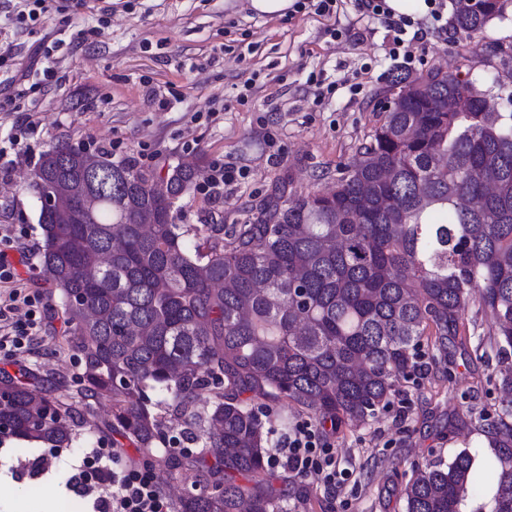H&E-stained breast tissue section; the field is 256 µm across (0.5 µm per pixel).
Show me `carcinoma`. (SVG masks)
<instances>
[{"mask_svg":"<svg viewBox=\"0 0 512 512\" xmlns=\"http://www.w3.org/2000/svg\"><path fill=\"white\" fill-rule=\"evenodd\" d=\"M508 2L457 0L451 28L472 39ZM391 83L398 110L332 188L298 194L283 180L230 231L195 226L192 246L174 220L198 166L161 175L66 144L36 164L56 195L39 213L41 274L61 293L63 342L83 356L84 408L110 403L104 430L153 456L162 480L199 473L177 512H283L251 400L286 401L321 427L363 423L416 382L421 344L444 351L475 302L501 355L492 512H512V111L452 59ZM97 168L112 169V189ZM0 381V428L71 447L80 422L60 397L28 373ZM150 391L200 452L158 447ZM473 474L465 450L416 467L406 512H461Z\"/></svg>","mask_w":512,"mask_h":512,"instance_id":"carcinoma-1","label":"carcinoma"}]
</instances>
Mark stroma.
I'll list each match as a JSON object with an SVG mask.
<instances>
[{"label": "stroma", "mask_w": 512, "mask_h": 512, "mask_svg": "<svg viewBox=\"0 0 512 512\" xmlns=\"http://www.w3.org/2000/svg\"><path fill=\"white\" fill-rule=\"evenodd\" d=\"M47 7L46 27L30 29L16 22L11 0H0V43L12 52L0 65V224L23 227L35 249L42 230L31 174L55 145L103 148L156 170L220 163L235 181L219 199L191 189L180 221L238 224L280 179L302 193L331 186L337 165L379 126L390 73L447 68L453 50L463 71L487 83L497 70L485 46L512 48V6L478 34L475 54L466 52V38L439 31L431 14L416 16L421 34L408 63L393 55L385 27L359 0H335L324 16L309 7L281 18L254 15L246 0H71L63 12L49 0ZM46 34L58 45L47 58L37 52ZM16 135L24 138L18 155L8 149ZM9 257L38 287L45 332L33 355L0 351V370L30 369L52 395H67L82 362L61 345L59 292L44 282L38 261L15 251ZM489 331L487 319L466 323L449 337L445 356L424 359L418 385L401 386L385 412L330 434L335 488L271 473L290 512H405L415 467L449 462L463 450L475 459L480 489L467 495L462 512H492L496 450L482 420L495 415L499 398L488 381L498 364ZM108 410V403L95 405L66 450L1 444L0 512H40L50 498L78 499L83 512H93L94 495L69 489V465L87 449L111 447L98 429Z\"/></svg>", "instance_id": "obj_1"}]
</instances>
